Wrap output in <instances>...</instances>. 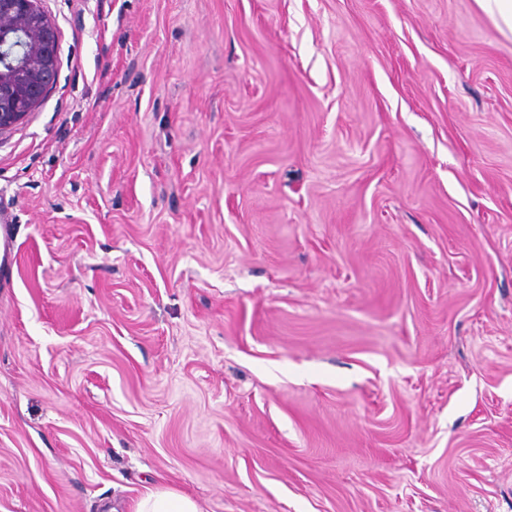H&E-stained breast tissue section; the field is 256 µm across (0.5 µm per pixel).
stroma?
Returning <instances> with one entry per match:
<instances>
[{
  "label": "stroma",
  "instance_id": "obj_1",
  "mask_svg": "<svg viewBox=\"0 0 512 512\" xmlns=\"http://www.w3.org/2000/svg\"><path fill=\"white\" fill-rule=\"evenodd\" d=\"M39 5L0 512H512V32L478 0ZM135 512H201V510L190 496L169 488H158L140 498Z\"/></svg>",
  "mask_w": 512,
  "mask_h": 512
}]
</instances>
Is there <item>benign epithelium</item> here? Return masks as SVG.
<instances>
[{
	"mask_svg": "<svg viewBox=\"0 0 512 512\" xmlns=\"http://www.w3.org/2000/svg\"><path fill=\"white\" fill-rule=\"evenodd\" d=\"M58 76L57 30L38 0H0V135L43 102Z\"/></svg>",
	"mask_w": 512,
	"mask_h": 512,
	"instance_id": "1",
	"label": "benign epithelium"
}]
</instances>
